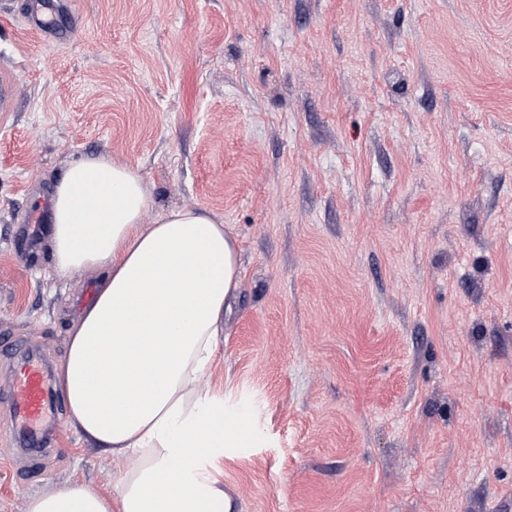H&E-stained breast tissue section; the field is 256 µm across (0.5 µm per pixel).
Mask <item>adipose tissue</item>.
<instances>
[{
  "mask_svg": "<svg viewBox=\"0 0 512 512\" xmlns=\"http://www.w3.org/2000/svg\"><path fill=\"white\" fill-rule=\"evenodd\" d=\"M138 168L106 156L72 165L52 193L61 273L95 269L96 294L69 329L58 385L74 430L126 461L112 494L80 482L26 512H229L209 463L234 433L201 379L239 284L237 242L196 208L147 224Z\"/></svg>",
  "mask_w": 512,
  "mask_h": 512,
  "instance_id": "adipose-tissue-1",
  "label": "adipose tissue"
}]
</instances>
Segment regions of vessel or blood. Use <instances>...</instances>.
<instances>
[{"label":"vessel or blood","instance_id":"vessel-or-blood-1","mask_svg":"<svg viewBox=\"0 0 512 512\" xmlns=\"http://www.w3.org/2000/svg\"><path fill=\"white\" fill-rule=\"evenodd\" d=\"M52 0H29L26 23L31 28L50 29L56 43H69L75 32L68 25L48 28L46 17L54 12ZM47 203L31 211L28 223L16 234V240L23 251L35 253L38 247ZM0 361L11 368V379L7 389L0 396L9 404L12 426L22 447L41 451L46 442L48 417L60 407L52 390L50 377L37 354L26 344L9 338L0 339Z\"/></svg>","mask_w":512,"mask_h":512}]
</instances>
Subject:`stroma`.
<instances>
[{
	"label": "stroma",
	"mask_w": 512,
	"mask_h": 512,
	"mask_svg": "<svg viewBox=\"0 0 512 512\" xmlns=\"http://www.w3.org/2000/svg\"><path fill=\"white\" fill-rule=\"evenodd\" d=\"M0 0V337L58 365L92 271L15 229L72 164L137 166L145 223L206 209L240 251L204 382L246 432L236 512H512V0ZM0 404V512L121 457L53 421L41 477ZM55 9L56 6L52 1L31 0L25 11L27 25L37 30L47 28L46 16L55 12Z\"/></svg>",
	"instance_id": "obj_1"
}]
</instances>
